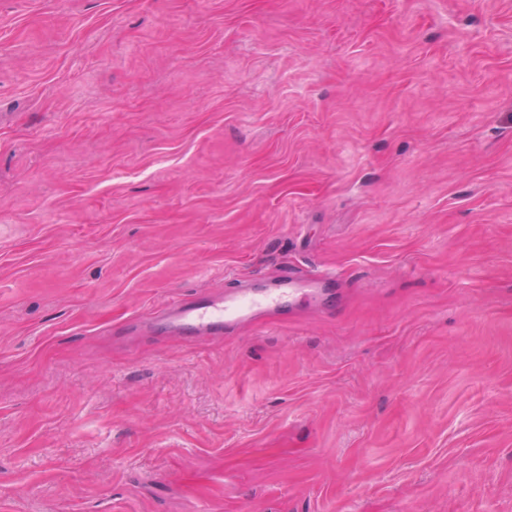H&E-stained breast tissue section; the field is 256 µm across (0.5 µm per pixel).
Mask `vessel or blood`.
Wrapping results in <instances>:
<instances>
[{
  "instance_id": "1",
  "label": "vessel or blood",
  "mask_w": 512,
  "mask_h": 512,
  "mask_svg": "<svg viewBox=\"0 0 512 512\" xmlns=\"http://www.w3.org/2000/svg\"><path fill=\"white\" fill-rule=\"evenodd\" d=\"M333 285L334 274L329 270L307 275L285 273L273 279L261 277L246 288L171 299L162 310L159 324L173 336H220L259 316L283 314L311 293L328 298Z\"/></svg>"
}]
</instances>
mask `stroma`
I'll return each mask as SVG.
<instances>
[{
  "label": "stroma",
  "instance_id": "obj_1",
  "mask_svg": "<svg viewBox=\"0 0 512 512\" xmlns=\"http://www.w3.org/2000/svg\"><path fill=\"white\" fill-rule=\"evenodd\" d=\"M203 506L512 512V0H0V512ZM329 270L275 279L256 278L250 287L208 291L192 298H172L162 310L161 328L172 336H223L235 325L262 315H281L313 292L326 301L335 284Z\"/></svg>",
  "mask_w": 512,
  "mask_h": 512
}]
</instances>
